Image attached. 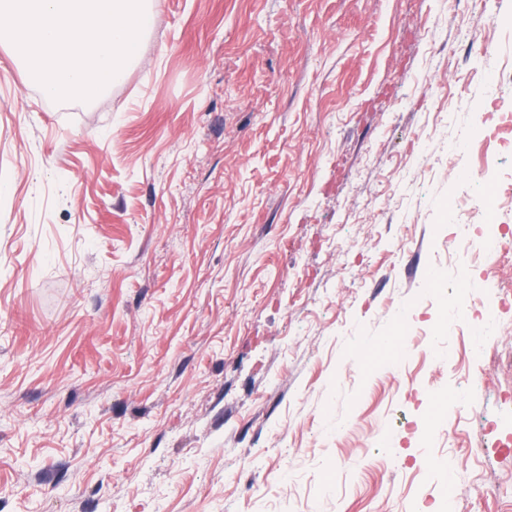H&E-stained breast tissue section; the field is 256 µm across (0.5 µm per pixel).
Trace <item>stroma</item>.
I'll return each instance as SVG.
<instances>
[{
    "label": "stroma",
    "instance_id": "35a3bbf8",
    "mask_svg": "<svg viewBox=\"0 0 512 512\" xmlns=\"http://www.w3.org/2000/svg\"><path fill=\"white\" fill-rule=\"evenodd\" d=\"M142 48L57 102L0 44V512H512V253L446 219L512 225V0H155Z\"/></svg>",
    "mask_w": 512,
    "mask_h": 512
}]
</instances>
